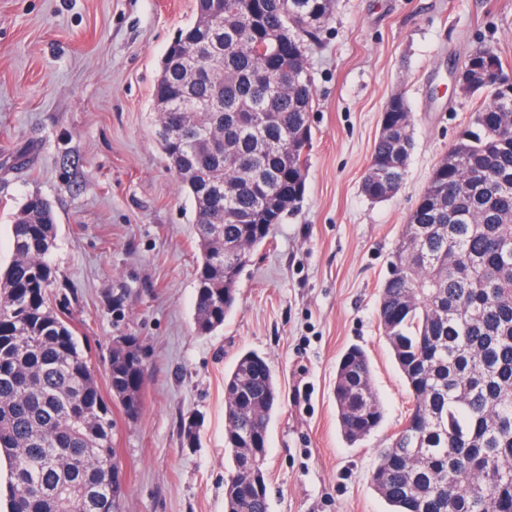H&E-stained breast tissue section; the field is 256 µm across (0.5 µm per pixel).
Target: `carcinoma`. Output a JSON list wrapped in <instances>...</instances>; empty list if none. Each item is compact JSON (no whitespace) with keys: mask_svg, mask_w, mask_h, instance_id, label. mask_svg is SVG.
Returning a JSON list of instances; mask_svg holds the SVG:
<instances>
[{"mask_svg":"<svg viewBox=\"0 0 512 512\" xmlns=\"http://www.w3.org/2000/svg\"><path fill=\"white\" fill-rule=\"evenodd\" d=\"M220 19L179 38L191 60L167 55L153 89L156 140L195 205L200 261L194 324L224 326L242 270L301 202L312 144L313 84L305 42L336 0H201ZM499 70L481 85L471 127L438 162L408 217L381 287L377 318L412 398L370 481L392 512H512V71L490 48L468 55ZM362 180L371 200L394 196L414 148L403 112L383 110ZM224 155L209 154L210 139ZM55 215L40 195L11 224L0 274V450L10 512H118L114 420L64 314L52 306L47 256ZM126 416L142 406V360L109 358ZM224 447L233 468L225 512H268L263 463L280 391L266 357L248 351L224 379ZM344 437L358 442L384 420L366 353L349 348L336 371ZM198 421L182 420L194 446Z\"/></svg>","mask_w":512,"mask_h":512,"instance_id":"1","label":"carcinoma"}]
</instances>
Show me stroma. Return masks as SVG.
Returning a JSON list of instances; mask_svg holds the SVG:
<instances>
[{"label": "stroma", "mask_w": 512, "mask_h": 512, "mask_svg": "<svg viewBox=\"0 0 512 512\" xmlns=\"http://www.w3.org/2000/svg\"><path fill=\"white\" fill-rule=\"evenodd\" d=\"M195 0H0V267L26 198L53 207L56 280L104 398L126 492L121 512H224V377L266 356L280 404L268 430V512H389L370 483L403 423L407 386L377 320L378 296L409 214L475 110L452 74L493 49L512 65V0H338L306 56L313 141L297 210L255 250L236 306L194 332L200 258L194 206L154 137L152 92ZM415 147L397 195L361 190L381 113L394 94ZM139 337L142 410L111 399L108 359ZM371 362L381 426L348 444L334 401L351 346ZM200 419L194 446L181 420Z\"/></svg>", "instance_id": "1"}]
</instances>
